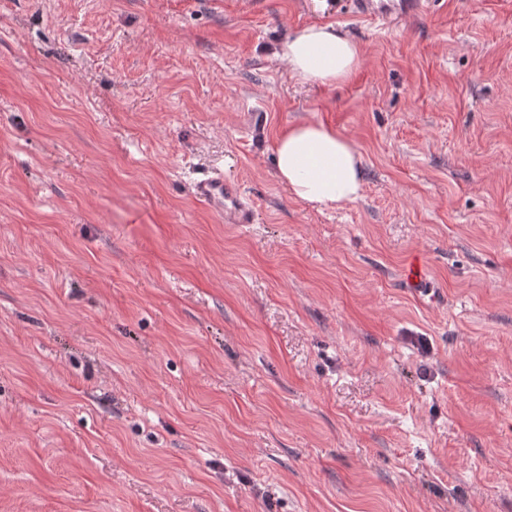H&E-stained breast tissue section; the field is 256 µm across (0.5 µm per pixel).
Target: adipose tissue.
Returning <instances> with one entry per match:
<instances>
[{
	"label": "adipose tissue",
	"instance_id": "ef3b65f1",
	"mask_svg": "<svg viewBox=\"0 0 512 512\" xmlns=\"http://www.w3.org/2000/svg\"><path fill=\"white\" fill-rule=\"evenodd\" d=\"M274 54L297 83L333 86L347 81L363 61L360 44L331 24L312 23L288 35ZM277 178L298 200L334 208L363 192L361 157L335 128L304 122L289 126L274 144Z\"/></svg>",
	"mask_w": 512,
	"mask_h": 512
}]
</instances>
